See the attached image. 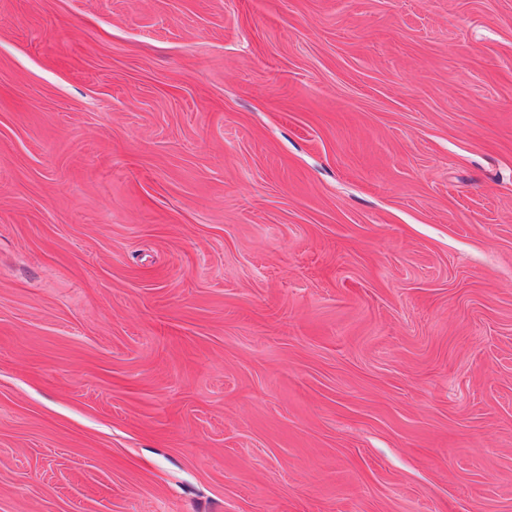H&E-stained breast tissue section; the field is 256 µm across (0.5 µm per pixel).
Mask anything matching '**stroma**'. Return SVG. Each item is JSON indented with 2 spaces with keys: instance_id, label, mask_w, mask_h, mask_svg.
Instances as JSON below:
<instances>
[{
  "instance_id": "1",
  "label": "stroma",
  "mask_w": 512,
  "mask_h": 512,
  "mask_svg": "<svg viewBox=\"0 0 512 512\" xmlns=\"http://www.w3.org/2000/svg\"><path fill=\"white\" fill-rule=\"evenodd\" d=\"M0 512H512V0H0Z\"/></svg>"
}]
</instances>
